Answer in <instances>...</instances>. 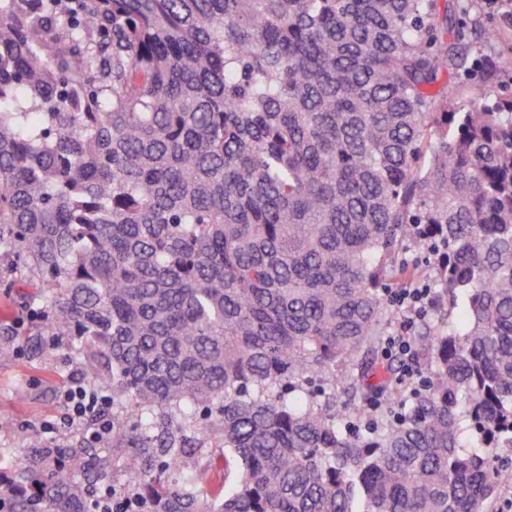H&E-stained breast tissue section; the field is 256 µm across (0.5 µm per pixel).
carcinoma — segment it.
Here are the masks:
<instances>
[{"label": "carcinoma", "mask_w": 512, "mask_h": 512, "mask_svg": "<svg viewBox=\"0 0 512 512\" xmlns=\"http://www.w3.org/2000/svg\"><path fill=\"white\" fill-rule=\"evenodd\" d=\"M470 0H0V250L112 436L0 512H486L512 470V86ZM426 251L420 273L406 258ZM418 378L382 361L400 313ZM345 384L347 400L336 402ZM510 71L505 72L503 75H501L497 80L494 81H485L481 78L479 74H476L470 79H465L463 76L461 79H453L450 83H448V94L456 92L458 85L461 84V82L467 83V85L476 88L477 90L488 93V94H495L499 91V82L500 81H509L510 80ZM431 301V288H412L405 292L400 302L405 321L396 334L389 336L386 346L388 354H394L407 362L411 351L409 326L413 320L428 311Z\"/></svg>", "instance_id": "cac0c4a2"}]
</instances>
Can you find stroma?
Wrapping results in <instances>:
<instances>
[{"label": "stroma", "mask_w": 512, "mask_h": 512, "mask_svg": "<svg viewBox=\"0 0 512 512\" xmlns=\"http://www.w3.org/2000/svg\"><path fill=\"white\" fill-rule=\"evenodd\" d=\"M470 15L485 32L472 47L473 57L494 54L502 45L512 46V20L504 18L491 0H472ZM36 280L12 257H0V326L8 335L0 344L9 346L8 356L0 357V410H8L13 424L0 429V472L8 474L29 460L28 448L33 438L45 445L55 443L54 433L68 429L69 443H86L85 427L69 426V406L63 391L74 378L90 379L84 359L69 346L32 354L27 341L39 318L30 316L27 295Z\"/></svg>", "instance_id": "obj_1"}]
</instances>
